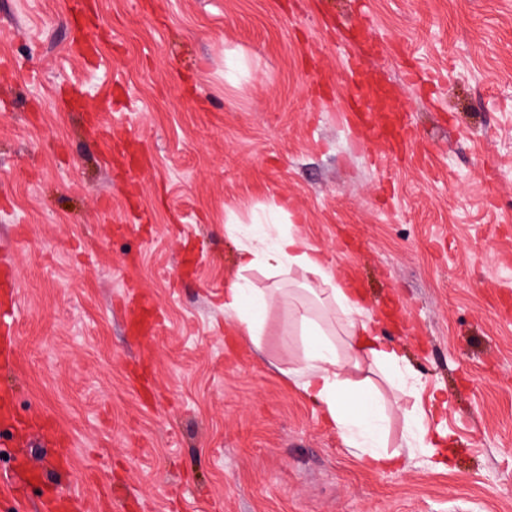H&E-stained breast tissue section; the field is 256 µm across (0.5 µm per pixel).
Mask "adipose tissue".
I'll return each instance as SVG.
<instances>
[{"instance_id":"adipose-tissue-1","label":"adipose tissue","mask_w":512,"mask_h":512,"mask_svg":"<svg viewBox=\"0 0 512 512\" xmlns=\"http://www.w3.org/2000/svg\"><path fill=\"white\" fill-rule=\"evenodd\" d=\"M242 268L264 265L279 271H302L321 276L327 284V293L338 314L346 324L350 339L346 351H338L308 310H295L302 334L306 338L307 353L298 374L304 392L321 403L335 421L339 434L354 454H368L381 468L394 465L396 456L380 451L383 438L382 423L386 406L378 392L362 383L344 379L347 364L367 359L388 369L400 364L398 350L377 336L370 321L364 319V307L359 296L333 284L326 270L322 251L297 232L281 231L277 224H269L262 234L246 239L240 246ZM272 295L249 294L233 286L224 291V312L239 319L241 335L258 342L263 320L253 311L254 306H269Z\"/></svg>"}]
</instances>
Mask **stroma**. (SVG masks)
<instances>
[{"label": "stroma", "mask_w": 512, "mask_h": 512, "mask_svg": "<svg viewBox=\"0 0 512 512\" xmlns=\"http://www.w3.org/2000/svg\"><path fill=\"white\" fill-rule=\"evenodd\" d=\"M69 3L0 0V266L19 297L0 386L63 438L0 427V475L19 451L44 474L0 512L56 490L87 512L106 494L120 512H512V0ZM353 59L408 114L403 152L378 157L351 111ZM271 218L357 282L399 349L402 389L367 361L344 375L392 404L401 469L350 454L293 377L289 303L346 336L316 277L240 270ZM236 283L286 297L259 344L224 313ZM143 295L147 346L126 327ZM417 405L433 447L408 434Z\"/></svg>", "instance_id": "35a3bbf8"}]
</instances>
